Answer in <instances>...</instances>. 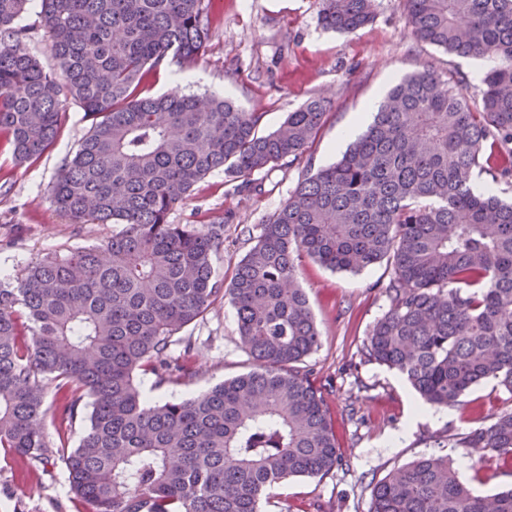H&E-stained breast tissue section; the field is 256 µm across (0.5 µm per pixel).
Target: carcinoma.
<instances>
[{
    "mask_svg": "<svg viewBox=\"0 0 512 512\" xmlns=\"http://www.w3.org/2000/svg\"><path fill=\"white\" fill-rule=\"evenodd\" d=\"M375 2L318 0L320 22L353 34ZM404 3L415 40L498 60L479 98L454 71L399 81L335 163L306 170L226 284L213 266L224 220L172 224L170 212L221 168L234 192L261 190L254 174L301 161L331 100L316 97L261 135V113L222 98L140 96L148 71L204 52L213 0H41L49 68L23 45L28 0H0V139L16 160H36L78 104L91 125L51 201L72 224L122 225L0 282V448L30 472L62 456L83 512H260L271 485L339 463L324 399L298 367L321 345L297 282L307 258L334 272L389 264V309L366 351L424 403L454 407L489 379L512 393V203L470 186L477 168L512 183V0ZM223 297L253 367L197 396L148 403L137 374L195 377L194 344L179 333ZM50 388L60 432L91 399L70 450L46 440ZM460 445L512 469V412ZM369 512H512V488L477 495L453 459L422 456L374 485Z\"/></svg>",
    "mask_w": 512,
    "mask_h": 512,
    "instance_id": "obj_1",
    "label": "carcinoma"
}]
</instances>
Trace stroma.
Wrapping results in <instances>:
<instances>
[{"instance_id": "stroma-1", "label": "stroma", "mask_w": 512, "mask_h": 512, "mask_svg": "<svg viewBox=\"0 0 512 512\" xmlns=\"http://www.w3.org/2000/svg\"><path fill=\"white\" fill-rule=\"evenodd\" d=\"M208 46L194 62H168L149 72L145 96L168 93L217 95L263 115L262 132L279 128L288 113L311 98L333 103L307 152L309 166L276 169L264 191L252 198L234 194L224 172L200 182L170 214L175 224L203 225L224 219V248L213 258L219 277H230L267 223L295 190L306 168L336 162L348 142L342 131L358 117L373 118L387 91L426 67L466 76L469 96L496 66L493 58L451 56L413 39L405 26L403 0H377L370 24L344 36L324 30L317 0H216ZM90 122L69 105L61 131L41 158L16 163L0 146V279L20 276L48 256L63 257L99 242L111 226L72 224L55 210L48 188L62 162L72 157ZM391 277L381 262L360 273L333 272L313 260L299 268L309 306L322 335L317 351L301 364L321 392L335 423L341 461L328 474L293 477L268 488L261 512H368L371 490L389 472L424 455H448L461 480L485 495L512 485V471L477 466L457 444L470 429L489 425L512 410V394L494 381L482 382L459 405L438 418L412 420L420 400L396 371L371 360L367 335L389 308L384 288ZM195 344L197 375L180 384H157L151 374L137 383L150 403L200 394L224 379L249 371L238 344L237 317L228 300L215 303L203 320L183 331ZM61 456L50 457L28 476L18 461L0 456V512H75Z\"/></svg>"}]
</instances>
